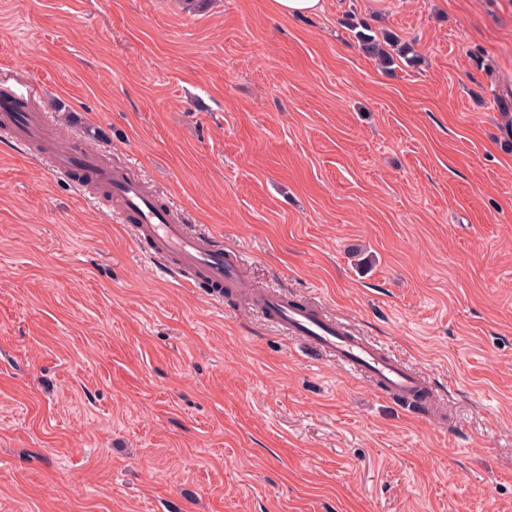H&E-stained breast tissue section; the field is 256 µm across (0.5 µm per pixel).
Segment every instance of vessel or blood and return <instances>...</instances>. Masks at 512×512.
<instances>
[{"mask_svg":"<svg viewBox=\"0 0 512 512\" xmlns=\"http://www.w3.org/2000/svg\"><path fill=\"white\" fill-rule=\"evenodd\" d=\"M14 106V98H0V124L9 128L14 142L35 147L56 173L86 177L110 190L120 222L130 224L135 242L145 245L146 255L171 276L194 271L219 290L239 281L240 260L225 251L221 241L188 233L170 211L157 205L141 181L103 163L93 151L80 145L59 150L42 113L18 112ZM257 307L284 334L303 338L312 352L333 357L339 365L365 375L380 391L403 397L428 391L423 375L309 304L269 291L259 295Z\"/></svg>","mask_w":512,"mask_h":512,"instance_id":"obj_1","label":"vessel or blood"}]
</instances>
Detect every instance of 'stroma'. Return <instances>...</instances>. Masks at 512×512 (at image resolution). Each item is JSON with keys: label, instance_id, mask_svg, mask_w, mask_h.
Wrapping results in <instances>:
<instances>
[{"label": "stroma", "instance_id": "35a3bbf8", "mask_svg": "<svg viewBox=\"0 0 512 512\" xmlns=\"http://www.w3.org/2000/svg\"><path fill=\"white\" fill-rule=\"evenodd\" d=\"M2 87L432 409L181 287L0 131V512H512V0H0ZM273 5L278 14L296 17L323 12L325 0H273ZM364 31H358L356 34L357 39L361 43L362 49L368 55L376 58L381 65L386 69L392 70V66L398 60L403 59L408 66L416 65L419 61V55L409 43H402L400 37L391 31L381 32L380 34H373L374 32L365 26ZM367 31V32H365ZM391 47L395 54L388 51L385 47Z\"/></svg>", "mask_w": 512, "mask_h": 512}]
</instances>
